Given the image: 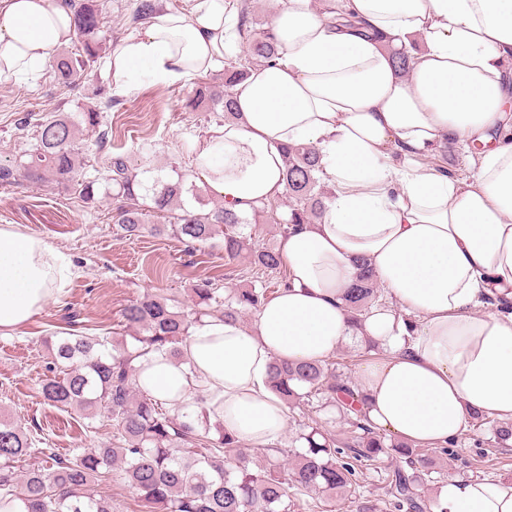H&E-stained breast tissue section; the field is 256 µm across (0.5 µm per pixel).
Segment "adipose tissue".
<instances>
[{"label":"adipose tissue","mask_w":512,"mask_h":512,"mask_svg":"<svg viewBox=\"0 0 512 512\" xmlns=\"http://www.w3.org/2000/svg\"><path fill=\"white\" fill-rule=\"evenodd\" d=\"M229 0L156 9L106 67L118 89L218 69L239 44ZM278 58L236 85L234 119L194 145L192 172L240 214L285 190L284 150L311 144L331 186L321 222L280 243L288 283L251 326L205 316L180 360L155 353L138 387L180 409L204 394L241 443L278 444L288 407L273 362L321 363L375 341L358 371L362 411L410 444L447 445L472 414L512 422V0H287ZM76 37L67 0H0V84L36 74ZM405 49L400 72L393 49ZM480 144L469 179L412 157ZM389 296L361 320L344 300L362 267ZM78 271L40 237L0 226V330L38 314ZM445 512H512V481L446 479Z\"/></svg>","instance_id":"adipose-tissue-1"}]
</instances>
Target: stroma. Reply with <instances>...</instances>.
Instances as JSON below:
<instances>
[{"mask_svg": "<svg viewBox=\"0 0 512 512\" xmlns=\"http://www.w3.org/2000/svg\"><path fill=\"white\" fill-rule=\"evenodd\" d=\"M105 18L104 54H111L128 37L135 0H101ZM104 89L115 105L104 118L107 153H127L131 165H141L138 147L152 144V167L189 172V149L216 121L214 113L185 109L194 83L158 85L142 80L117 91L111 72L95 63L90 81L77 88L59 84L51 66L34 76L20 75L0 85V163L20 158L31 149L32 131H19L21 119L36 122L59 112L78 113L95 104ZM36 235L63 250L79 274L45 308L11 331H0V415L20 419L35 447L65 456L71 448H91L107 438L99 420L64 411L44 402L39 383L46 367V337L62 333L109 336L120 340L122 310L140 294L164 289L182 309L192 305V289L204 279L215 282L221 294L249 287L255 276L248 253L235 261L224 257V239L215 237L190 245L170 234L147 231L124 238L112 222V201L85 203L73 190L54 184L0 185V225ZM452 467L441 469L424 488L435 499L441 481L500 478L512 480V447L494 443L493 425L484 422L459 436L450 447Z\"/></svg>", "mask_w": 512, "mask_h": 512, "instance_id": "stroma-1", "label": "stroma"}]
</instances>
